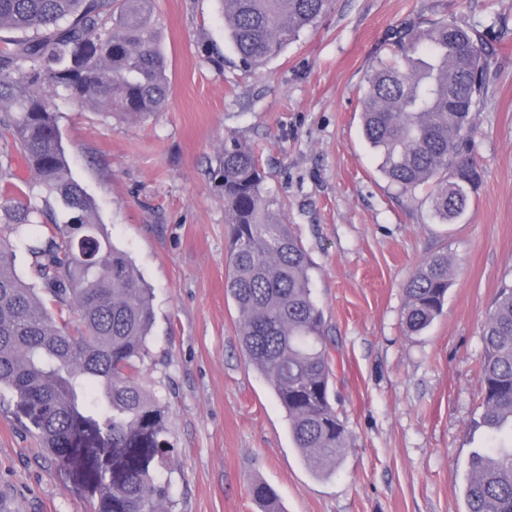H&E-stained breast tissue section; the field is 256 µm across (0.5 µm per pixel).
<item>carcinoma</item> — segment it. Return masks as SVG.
I'll return each mask as SVG.
<instances>
[{
  "mask_svg": "<svg viewBox=\"0 0 512 512\" xmlns=\"http://www.w3.org/2000/svg\"><path fill=\"white\" fill-rule=\"evenodd\" d=\"M241 68L277 57L317 24L332 0H220ZM490 55L452 20L406 26L395 59L373 66L362 134L379 170L402 192L431 184L438 216L465 214L482 178L472 135ZM152 0H0V390L16 420L95 502L94 512H164L156 469L169 452L168 407L144 386L153 296L129 257L94 219V203L67 172L54 98L143 118L168 102ZM19 159L29 177L14 170ZM228 224L225 292L239 312L248 362L268 380L294 445L320 474L349 443L332 394L326 324L312 295V262L286 224L251 147L234 136L217 154ZM33 260L35 288L14 269ZM448 254L425 259L404 284L411 334L441 314ZM482 423L495 436L473 453L466 512H512V286L482 327ZM264 512L276 490L256 480Z\"/></svg>",
  "mask_w": 512,
  "mask_h": 512,
  "instance_id": "cac0c4a2",
  "label": "carcinoma"
}]
</instances>
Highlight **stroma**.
<instances>
[{
	"label": "stroma",
	"instance_id": "35a3bbf8",
	"mask_svg": "<svg viewBox=\"0 0 512 512\" xmlns=\"http://www.w3.org/2000/svg\"><path fill=\"white\" fill-rule=\"evenodd\" d=\"M171 95L163 112L119 119L57 100L70 174L113 244L154 293L148 389L170 407L169 512H262L261 480L284 512H465L479 424L482 325L512 283V0H335L280 56L244 71L218 0H154ZM482 31L492 63L475 120L482 182L442 223L431 190L404 194L363 138L366 78L409 22ZM255 151L266 187L312 260L329 330L337 407L352 437L336 471L295 448L267 379L240 351L225 293V136ZM447 253L442 314L407 333L404 285ZM6 512H92L0 398ZM250 494L264 508V512H282L276 490L269 484L257 480L250 487Z\"/></svg>",
	"mask_w": 512,
	"mask_h": 512
}]
</instances>
